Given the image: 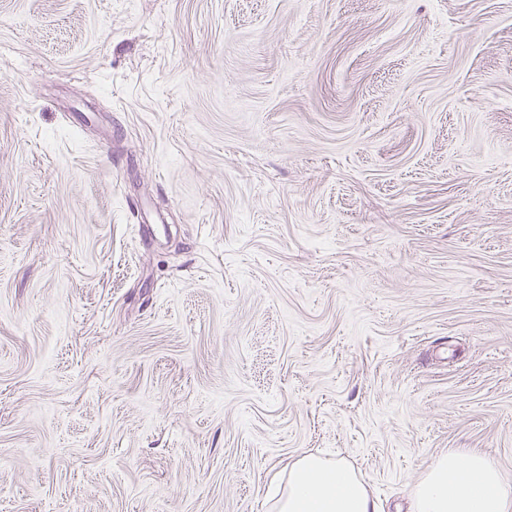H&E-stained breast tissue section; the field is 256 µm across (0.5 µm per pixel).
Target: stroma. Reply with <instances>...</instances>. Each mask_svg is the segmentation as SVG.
Here are the masks:
<instances>
[{
  "label": "stroma",
  "instance_id": "obj_1",
  "mask_svg": "<svg viewBox=\"0 0 512 512\" xmlns=\"http://www.w3.org/2000/svg\"><path fill=\"white\" fill-rule=\"evenodd\" d=\"M512 484V0H0V512H384ZM412 512H511L512 492L490 457L448 450L433 460L412 492ZM272 512H379L364 481L346 461L303 452L288 474L269 478Z\"/></svg>",
  "mask_w": 512,
  "mask_h": 512
}]
</instances>
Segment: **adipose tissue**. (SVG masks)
<instances>
[{
	"instance_id": "obj_1",
	"label": "adipose tissue",
	"mask_w": 512,
	"mask_h": 512,
	"mask_svg": "<svg viewBox=\"0 0 512 512\" xmlns=\"http://www.w3.org/2000/svg\"><path fill=\"white\" fill-rule=\"evenodd\" d=\"M271 512H379L346 461L304 452L269 479ZM413 512H512V488L490 457L451 450L426 468L412 492Z\"/></svg>"
}]
</instances>
